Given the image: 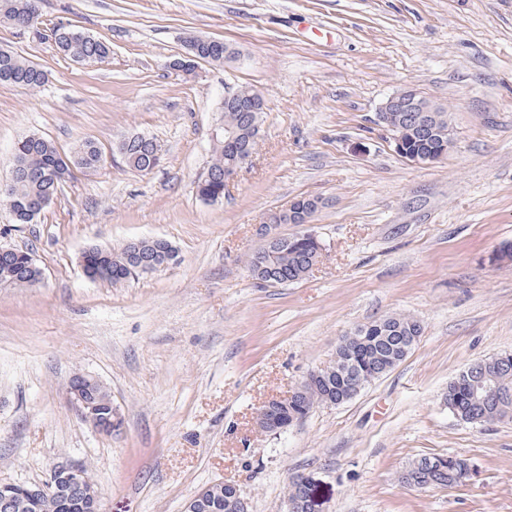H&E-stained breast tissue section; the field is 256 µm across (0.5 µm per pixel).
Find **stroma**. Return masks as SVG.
I'll list each match as a JSON object with an SVG mask.
<instances>
[{
	"mask_svg": "<svg viewBox=\"0 0 512 512\" xmlns=\"http://www.w3.org/2000/svg\"><path fill=\"white\" fill-rule=\"evenodd\" d=\"M38 32L0 21V48L39 65L36 90L0 87V179L15 142L37 134L105 159L77 170L37 223L0 206V246L30 251L40 283L0 286V481L39 485L58 463L89 470L106 512H184L206 486L236 484L251 512H288L290 476L309 477L318 512H512V422L469 424L448 383L512 353V0H41ZM63 22L106 42L72 61ZM224 41L221 64L172 68L187 38ZM256 90V149L223 198L197 183L214 157L227 91ZM413 87L448 108L454 148L417 166L376 123ZM155 137L143 174L113 154ZM321 197L325 246L292 285L259 284L256 225ZM160 238L164 270L119 284L83 273L82 252ZM393 313L422 334L407 358L286 431L254 424L264 401L328 365L342 336ZM104 385L123 424L106 436L67 393L73 374ZM459 455L465 483L403 486L413 461Z\"/></svg>",
	"mask_w": 512,
	"mask_h": 512,
	"instance_id": "obj_1",
	"label": "stroma"
}]
</instances>
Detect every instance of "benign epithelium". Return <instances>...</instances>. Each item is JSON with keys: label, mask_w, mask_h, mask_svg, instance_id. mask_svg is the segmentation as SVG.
Listing matches in <instances>:
<instances>
[{"label": "benign epithelium", "mask_w": 512, "mask_h": 512, "mask_svg": "<svg viewBox=\"0 0 512 512\" xmlns=\"http://www.w3.org/2000/svg\"><path fill=\"white\" fill-rule=\"evenodd\" d=\"M420 91L405 87L392 94L382 105L377 113V121H384L385 112H406L408 120L416 127L426 130L429 126L428 115L418 96ZM223 107L236 109L240 112H263L266 110L265 102L261 98L252 97L245 99L239 96L238 92L232 91L224 95ZM325 205L324 199H313L303 201L294 200L288 209L275 212L270 215L269 221L259 224L256 227V234L266 244L274 246L286 237L276 232V225L281 223V217L288 216L291 224H309L314 215ZM98 381L83 374H76L72 377L69 385V398L82 420L92 424L96 429L107 436L112 435L119 421H110L103 425L98 424L99 404L96 402L94 388ZM292 397L279 398L266 401L259 409L256 416V423L262 430H273L281 432L290 423L284 420L280 410L288 407ZM57 491L66 501H80L89 505V512H103V505L98 493L94 492L91 482L80 466L75 464L61 463L55 467L48 482L41 485L18 488L16 484L9 482L0 483V512H14L15 497L17 492H22L29 500L40 499L49 490ZM224 491V508L227 512H250V502L244 498L240 489L233 483L219 481L213 483L197 493L186 505L185 512H206V508L215 498V490Z\"/></svg>", "instance_id": "obj_1"}]
</instances>
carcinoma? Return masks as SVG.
Listing matches in <instances>:
<instances>
[{
	"mask_svg": "<svg viewBox=\"0 0 512 512\" xmlns=\"http://www.w3.org/2000/svg\"><path fill=\"white\" fill-rule=\"evenodd\" d=\"M40 0H0V18L7 19L20 30H30L38 24ZM52 35L56 47L65 57L75 62H101L110 54L107 43L72 28L68 24L54 25ZM186 59L181 69H193L194 62H224V43L205 42L191 38L186 43ZM47 73L29 60L10 50L0 49V86H14L29 90L41 87ZM421 103L432 109L431 131L424 132L410 125L403 112L390 113L391 124L403 134L405 155L428 157L442 148L452 149L451 113L447 109L423 98ZM262 117L249 112H226L224 124L234 127L240 144L255 150ZM114 150L124 163L138 172L155 168L162 159V149L156 139L143 138L141 133H130L118 141ZM103 155L91 139L81 141L68 156H63L51 140L29 135L15 146L13 168L15 176L9 188L0 190V203L9 211L15 224H33L39 212L34 206L41 200L54 199L62 183L75 168L94 171L101 165ZM231 157L224 149V138L217 137L215 156L208 168L210 178L198 183L202 198L224 194V167ZM174 253L172 246L162 239L145 240L141 259L161 260ZM30 252L18 250L0 254V285L28 286L38 282L39 271L26 260ZM321 257L320 248L312 242L289 241L263 256L252 254L247 266L252 276L262 275L286 285L304 279ZM86 270L90 275L100 274V280L117 284L141 273L131 262L127 245L121 247H95L85 255ZM422 326L412 316L388 315L361 325L352 336L341 339L336 347L335 359L319 370L321 378L306 387L297 399L288 405L286 418L304 415L316 405H335L348 401L368 384L390 371L413 349L421 336ZM486 377L498 386V395L491 400L473 397L471 387L476 379ZM448 409L460 420L468 423H486L492 420H512V354L504 353L471 364L448 384ZM469 461L458 456H424L409 466L414 478L432 487H451L468 468Z\"/></svg>",
	"mask_w": 512,
	"mask_h": 512,
	"instance_id": "obj_1",
	"label": "carcinoma"
}]
</instances>
